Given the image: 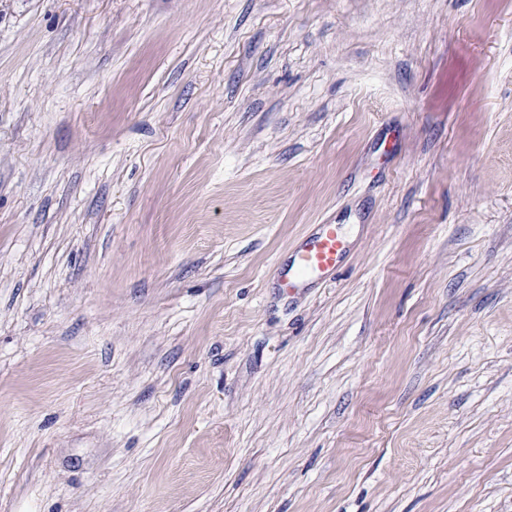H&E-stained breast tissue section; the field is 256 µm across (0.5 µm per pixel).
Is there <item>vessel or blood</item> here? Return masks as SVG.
I'll use <instances>...</instances> for the list:
<instances>
[{"label": "vessel or blood", "instance_id": "b4317fda", "mask_svg": "<svg viewBox=\"0 0 512 512\" xmlns=\"http://www.w3.org/2000/svg\"><path fill=\"white\" fill-rule=\"evenodd\" d=\"M345 251L346 244L338 227L321 225L295 252L291 265L282 274L283 288H298L309 278L328 274Z\"/></svg>", "mask_w": 512, "mask_h": 512}]
</instances>
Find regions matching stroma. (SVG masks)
<instances>
[{"instance_id": "1", "label": "stroma", "mask_w": 512, "mask_h": 512, "mask_svg": "<svg viewBox=\"0 0 512 512\" xmlns=\"http://www.w3.org/2000/svg\"><path fill=\"white\" fill-rule=\"evenodd\" d=\"M0 512H512V0H0ZM346 252V244L335 224H322L295 252L291 265L282 273L281 287L299 288L309 278L331 272Z\"/></svg>"}]
</instances>
